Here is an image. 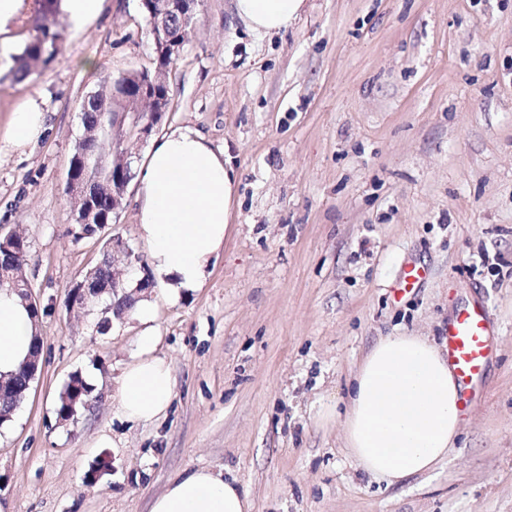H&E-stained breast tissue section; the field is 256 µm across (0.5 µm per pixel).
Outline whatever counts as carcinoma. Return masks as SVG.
Masks as SVG:
<instances>
[{"label": "carcinoma", "mask_w": 512, "mask_h": 512, "mask_svg": "<svg viewBox=\"0 0 512 512\" xmlns=\"http://www.w3.org/2000/svg\"><path fill=\"white\" fill-rule=\"evenodd\" d=\"M32 16L25 21L35 30V35L24 42L17 54L12 56L14 61V74L19 78L29 75L30 63L42 61L47 64L54 60L60 52V36L56 30V14L59 0H34ZM166 3L163 0H154L153 13H144L146 19L152 15L164 13V29L167 37L153 39L155 46V68L165 71L170 70L174 57L167 53L166 38L180 37L181 28L179 19L171 11L165 10ZM142 79L137 72H125L117 75L108 74L100 80L98 89L81 104L82 123L91 127L99 124L100 136L107 141H112V113L125 110L126 98L132 96L140 89ZM92 173L100 177L101 196L97 204L98 213L105 224L113 222L115 215L112 213V204L109 203L112 193V149L101 148L100 156L90 158ZM83 392V397L91 398L92 385L86 382L80 373L71 375L69 381L60 392L58 399V412L68 409L66 402L73 398L77 392Z\"/></svg>", "instance_id": "carcinoma-1"}]
</instances>
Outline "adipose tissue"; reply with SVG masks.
I'll return each mask as SVG.
<instances>
[{
	"mask_svg": "<svg viewBox=\"0 0 512 512\" xmlns=\"http://www.w3.org/2000/svg\"><path fill=\"white\" fill-rule=\"evenodd\" d=\"M305 0H234L236 16L256 34L286 29ZM48 115L30 98L12 112L5 141L20 148L44 137ZM138 233L151 272L167 300L202 288L224 248L236 195L223 152L185 127L157 140L141 167ZM37 322L11 288L0 289V375H10L33 351ZM154 336L140 338L141 357L123 372L118 404L129 421L165 415L174 391L171 366L152 356ZM458 386L441 348L421 336L379 340L352 376L343 420L345 447L366 474L395 484L443 462L460 433ZM236 479L199 468L177 475L150 512H252Z\"/></svg>",
	"mask_w": 512,
	"mask_h": 512,
	"instance_id": "1",
	"label": "adipose tissue"
}]
</instances>
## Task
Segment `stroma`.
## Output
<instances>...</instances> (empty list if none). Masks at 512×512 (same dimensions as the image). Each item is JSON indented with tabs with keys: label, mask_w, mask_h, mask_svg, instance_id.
I'll return each mask as SVG.
<instances>
[{
	"label": "stroma",
	"mask_w": 512,
	"mask_h": 512,
	"mask_svg": "<svg viewBox=\"0 0 512 512\" xmlns=\"http://www.w3.org/2000/svg\"><path fill=\"white\" fill-rule=\"evenodd\" d=\"M59 55L13 72L0 50V133L36 98L51 126L34 145L0 141V225L22 234L39 298L42 371L0 425V512H150L170 479L197 468L238 478L253 512H512V0H305L271 35L249 32L232 0H200L169 72L152 133H201L238 183L224 249L203 288L151 320L97 332L68 310L69 287L122 236L139 255L132 180L100 234L71 233L70 159L82 101L108 73L152 67L139 0H104L93 20L60 13ZM427 268L410 292L404 266ZM483 299L498 353L485 398L447 459L389 485L356 467L340 419L350 373L381 338L440 342L463 304ZM175 378L165 415L118 411L119 380L144 332ZM90 410L60 422L73 373ZM111 463L94 486L85 477ZM73 384L79 386H74ZM81 388L83 390V397L91 399V393L93 391L92 385L87 383L83 376L77 372L71 375L69 381L64 386L63 390L60 392L58 399L57 414H59V412H64L66 409H68L66 402L69 399H72L74 395L80 391Z\"/></svg>",
	"instance_id": "35a3bbf8"
}]
</instances>
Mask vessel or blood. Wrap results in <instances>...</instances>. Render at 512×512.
<instances>
[{
  "mask_svg": "<svg viewBox=\"0 0 512 512\" xmlns=\"http://www.w3.org/2000/svg\"><path fill=\"white\" fill-rule=\"evenodd\" d=\"M491 333L486 306L478 301L462 305L448 322L442 347L459 386L462 412L475 410L483 399L480 383L494 354Z\"/></svg>",
  "mask_w": 512,
  "mask_h": 512,
  "instance_id": "vessel-or-blood-1",
  "label": "vessel or blood"
}]
</instances>
